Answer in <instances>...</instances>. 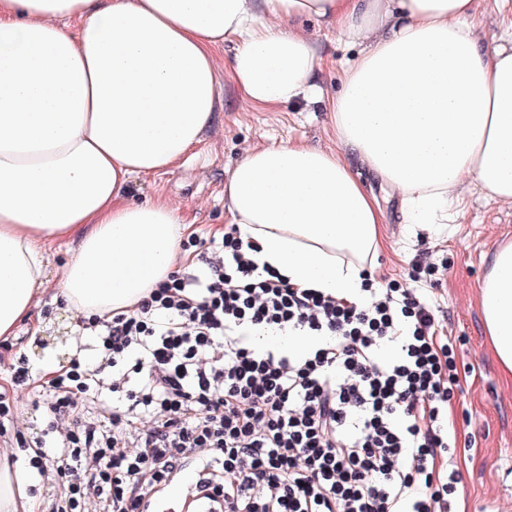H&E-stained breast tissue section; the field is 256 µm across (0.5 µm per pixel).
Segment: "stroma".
Instances as JSON below:
<instances>
[{"instance_id":"1","label":"stroma","mask_w":512,"mask_h":512,"mask_svg":"<svg viewBox=\"0 0 512 512\" xmlns=\"http://www.w3.org/2000/svg\"><path fill=\"white\" fill-rule=\"evenodd\" d=\"M323 57L316 83L319 96L294 100L273 109L242 105L227 76L231 44L215 55L224 74L222 107L204 141L171 169L137 178L129 195L135 204L166 202L192 225L189 240H210L231 222L224 209L227 172L249 150L260 146L304 143L332 149L336 135L328 102L340 88V69L359 51L357 45L322 22L297 20ZM352 169L386 213L381 227L382 248L367 263L376 286L405 283L411 268L420 271L419 284L431 288L430 302L460 366L455 395L448 406V424L460 446L450 462L458 476L454 512H512V384H505L484 334L478 284L486 267L484 254L512 240V207L473 195L452 224H403L396 195L360 163ZM35 312L47 322L45 331L21 326L0 340V386L10 387L14 356H29L40 364L53 355L67 364L75 351L72 341L80 316L52 294H44ZM14 419L21 431L41 432L46 408L36 385L11 395Z\"/></svg>"}]
</instances>
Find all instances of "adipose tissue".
<instances>
[{
  "instance_id": "ef3b65f1",
  "label": "adipose tissue",
  "mask_w": 512,
  "mask_h": 512,
  "mask_svg": "<svg viewBox=\"0 0 512 512\" xmlns=\"http://www.w3.org/2000/svg\"><path fill=\"white\" fill-rule=\"evenodd\" d=\"M512 0H0V339L33 322L47 240L74 241L55 295L110 318L188 257L184 218L134 204L132 180L199 144L221 107L214 51L234 45L243 103L317 93L311 16L358 44L330 102L337 150L246 153L224 207L253 258L298 288L357 299L382 246L383 211L344 159L400 197L405 224H444L466 192L512 205V25L482 40ZM479 283L489 344L512 380V240ZM0 448V512H35L23 469Z\"/></svg>"
}]
</instances>
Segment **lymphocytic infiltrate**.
<instances>
[{"mask_svg":"<svg viewBox=\"0 0 512 512\" xmlns=\"http://www.w3.org/2000/svg\"><path fill=\"white\" fill-rule=\"evenodd\" d=\"M252 250L230 225L193 271L83 322L96 354L59 370L29 443L38 477L64 483L48 512H143L190 463L211 512H450L456 477L436 461L458 447V368L422 289L349 301Z\"/></svg>","mask_w":512,"mask_h":512,"instance_id":"obj_1","label":"lymphocytic infiltrate"}]
</instances>
